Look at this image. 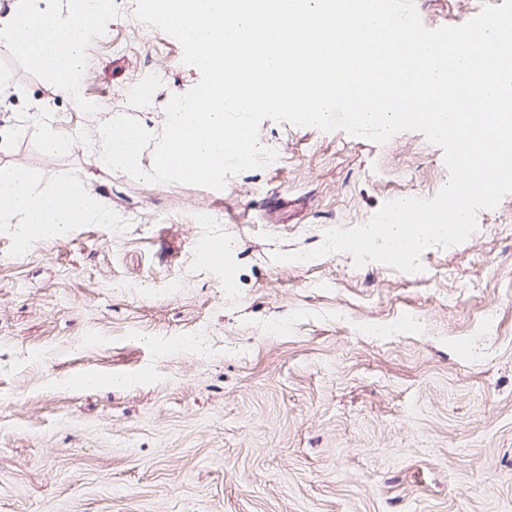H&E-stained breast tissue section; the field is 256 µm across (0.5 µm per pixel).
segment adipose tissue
<instances>
[{
    "label": "adipose tissue",
    "mask_w": 512,
    "mask_h": 512,
    "mask_svg": "<svg viewBox=\"0 0 512 512\" xmlns=\"http://www.w3.org/2000/svg\"><path fill=\"white\" fill-rule=\"evenodd\" d=\"M109 0H70L68 19L32 9L15 0L6 22L0 23V49L25 57L57 79L64 94L83 106L76 75L82 67L83 33L97 22ZM101 206L91 189L75 186L70 173L58 171L49 190L34 189L24 170L0 171V222L10 225L22 242L53 241L74 225L99 215Z\"/></svg>",
    "instance_id": "adipose-tissue-1"
}]
</instances>
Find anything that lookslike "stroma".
<instances>
[{"label":"stroma","instance_id":"35a3bbf8","mask_svg":"<svg viewBox=\"0 0 512 512\" xmlns=\"http://www.w3.org/2000/svg\"><path fill=\"white\" fill-rule=\"evenodd\" d=\"M486 1L503 2L415 5L435 29ZM134 9L112 0L86 31L83 109L0 51V169L40 189L69 171L111 213L24 249L0 223V512H512V195L418 273L346 253L277 263L386 201L434 197L442 149L267 119L277 164L221 190L104 170L80 143L40 153L34 102L63 134L128 114L157 136L199 82ZM146 74L152 99L128 103ZM219 240L228 262L204 264Z\"/></svg>","mask_w":512,"mask_h":512}]
</instances>
